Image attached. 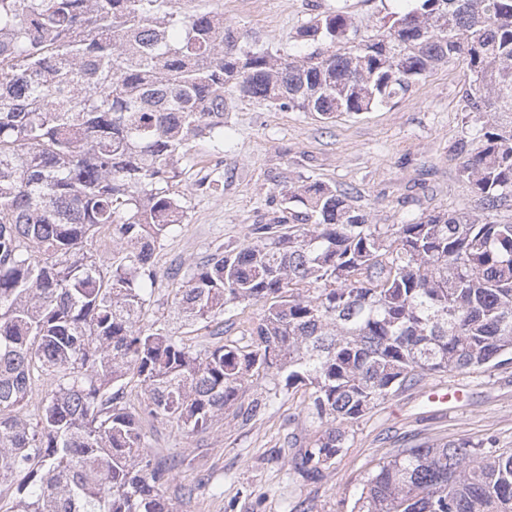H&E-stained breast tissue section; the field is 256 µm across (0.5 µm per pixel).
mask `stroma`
I'll list each match as a JSON object with an SVG mask.
<instances>
[{"label": "stroma", "mask_w": 512, "mask_h": 512, "mask_svg": "<svg viewBox=\"0 0 512 512\" xmlns=\"http://www.w3.org/2000/svg\"><path fill=\"white\" fill-rule=\"evenodd\" d=\"M409 6V0H181L183 12L223 13L226 25L281 56L296 53V30L316 15L343 9L367 37L377 34L384 17ZM469 82L464 65L443 64L396 105L332 120L234 98L223 144L197 140L180 164L172 190L186 203L185 220L156 250L158 278L145 322L160 318L188 267L205 260L214 245L251 240L252 226L277 210L286 177L350 192L377 224L475 208L459 153L461 139L484 121L465 110ZM456 389L460 400L443 406L428 400L430 391ZM143 430L155 458L195 461L171 475L168 493L177 512H291L304 501L317 512H351L377 464L407 444L466 438L487 455L512 449V364L430 374L390 395L358 422L346 448L316 479L293 467L298 449L319 430L298 393H281L247 427L228 410L202 434L150 421ZM188 485L196 486L195 496L179 499L180 487Z\"/></svg>", "instance_id": "35a3bbf8"}]
</instances>
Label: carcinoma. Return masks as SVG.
<instances>
[{"label": "carcinoma", "instance_id": "1", "mask_svg": "<svg viewBox=\"0 0 512 512\" xmlns=\"http://www.w3.org/2000/svg\"><path fill=\"white\" fill-rule=\"evenodd\" d=\"M363 38L338 9L283 58L179 0H0V485L11 512H173L184 459L144 451L146 415L205 433L235 408L304 390L321 434L299 469L332 463L349 432L428 372L512 359V0H413ZM472 74L465 107L487 121L461 143L479 210L375 224L346 192L289 182L248 243L188 270L178 316L215 338L197 350L142 318L157 246L183 222L171 192L199 138L224 136L229 93L283 109L360 114L394 104L440 64ZM107 227L112 257L88 249ZM259 304L253 342L220 341L231 305ZM52 387L36 426L35 380ZM141 399L131 400L127 377ZM357 512H512V451L467 439L379 462Z\"/></svg>", "mask_w": 512, "mask_h": 512}]
</instances>
